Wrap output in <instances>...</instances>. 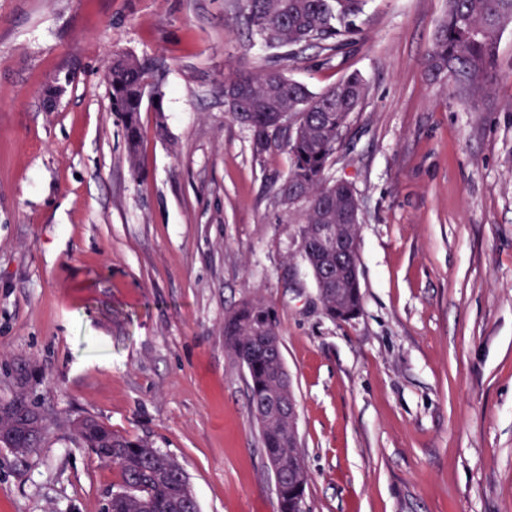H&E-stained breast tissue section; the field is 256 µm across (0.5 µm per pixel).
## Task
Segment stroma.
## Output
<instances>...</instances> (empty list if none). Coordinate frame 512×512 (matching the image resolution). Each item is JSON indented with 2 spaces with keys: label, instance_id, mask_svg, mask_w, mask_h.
Segmentation results:
<instances>
[{
  "label": "stroma",
  "instance_id": "obj_1",
  "mask_svg": "<svg viewBox=\"0 0 512 512\" xmlns=\"http://www.w3.org/2000/svg\"><path fill=\"white\" fill-rule=\"evenodd\" d=\"M238 0H0V400L49 409L0 447V512H103L117 477L74 440L90 415L182 466L200 512H275L224 315L273 307L297 399L309 512H512V26L491 92L426 75L447 0H368L362 40L292 78L366 94L326 171L361 214L362 310L330 319L224 79L270 52ZM165 63L166 132L138 172L109 110L113 51ZM75 71L58 110L41 95ZM47 417L37 406L29 403L22 392L8 400H0V438L13 453L25 455L43 443L48 425Z\"/></svg>",
  "mask_w": 512,
  "mask_h": 512
}]
</instances>
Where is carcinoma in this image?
<instances>
[{"instance_id":"cac0c4a2","label":"carcinoma","mask_w":512,"mask_h":512,"mask_svg":"<svg viewBox=\"0 0 512 512\" xmlns=\"http://www.w3.org/2000/svg\"><path fill=\"white\" fill-rule=\"evenodd\" d=\"M367 0H244V17L252 34L272 51L269 65L249 74L224 79V103L237 121L250 128L256 153L266 152L282 124L280 144L289 155L288 177L277 192L289 221L299 225L301 254L316 225L334 224L342 236H360V215L352 186L329 183L324 174L343 144L351 115L366 88L357 74L341 78L315 94L286 73L308 48L338 53L357 43V20ZM512 24V0H448L445 19L434 33L426 72L454 88L460 103L479 106L498 71L500 39ZM162 63L125 52L112 56L111 110L121 117L131 170H136L142 143L141 112L145 90L152 92L155 127L165 129L161 90ZM327 314L350 321L362 307L359 276L346 269L337 282L318 289ZM224 348L237 362L247 361L250 414L257 424L263 453L274 461L277 512H306L308 474L297 433L288 415H267L266 407L282 393L279 378L281 336L276 315L265 299L255 295L224 315ZM47 417L18 392L0 400V438L13 453L25 455L41 446ZM75 439L96 457L112 464L118 482L112 485V512H199L197 497L178 462L142 439L113 432L92 417L72 422Z\"/></svg>"}]
</instances>
